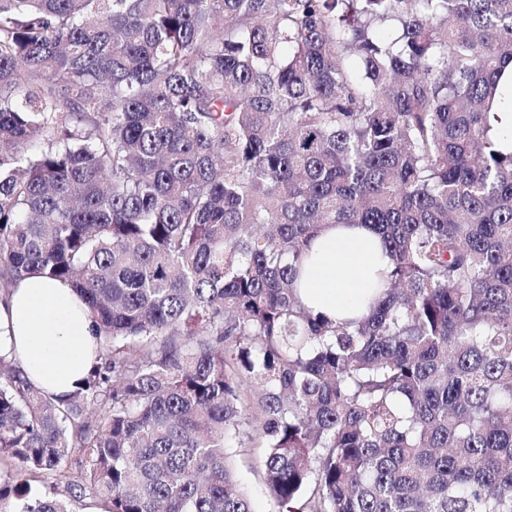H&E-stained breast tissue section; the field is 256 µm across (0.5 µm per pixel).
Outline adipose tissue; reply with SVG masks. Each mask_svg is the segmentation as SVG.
<instances>
[{
    "mask_svg": "<svg viewBox=\"0 0 512 512\" xmlns=\"http://www.w3.org/2000/svg\"><path fill=\"white\" fill-rule=\"evenodd\" d=\"M386 263L372 227L325 229L313 239L300 269L299 295L313 312L334 321L360 317ZM0 338L49 394L72 391L94 360V326L86 305L69 284L38 274L21 278L0 302Z\"/></svg>",
    "mask_w": 512,
    "mask_h": 512,
    "instance_id": "obj_1",
    "label": "adipose tissue"
}]
</instances>
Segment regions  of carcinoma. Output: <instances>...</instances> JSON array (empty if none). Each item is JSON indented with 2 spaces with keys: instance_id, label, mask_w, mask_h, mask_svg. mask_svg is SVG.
<instances>
[{
  "instance_id": "obj_1",
  "label": "carcinoma",
  "mask_w": 512,
  "mask_h": 512,
  "mask_svg": "<svg viewBox=\"0 0 512 512\" xmlns=\"http://www.w3.org/2000/svg\"><path fill=\"white\" fill-rule=\"evenodd\" d=\"M507 70L512 0H0V299L96 338L58 396L0 347V512H253L243 437L275 512H512ZM326 224L360 320L296 294ZM491 125L493 126V132H496L497 135V138L494 140L495 146L500 148H508L510 146L511 148L512 138L508 134L512 130V111L492 113ZM316 236L300 269L297 288L306 306L333 321L358 318L387 259L372 227L350 224ZM246 448H240L241 444ZM244 438L231 443L232 463L241 486L249 495L255 512H274L269 490L264 482L262 471L255 464V457L262 448Z\"/></svg>"
}]
</instances>
